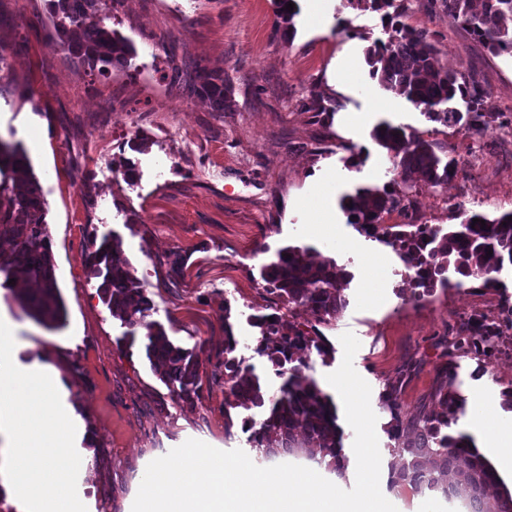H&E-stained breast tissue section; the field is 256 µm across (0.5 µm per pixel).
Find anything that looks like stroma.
<instances>
[{"label": "stroma", "instance_id": "stroma-1", "mask_svg": "<svg viewBox=\"0 0 512 512\" xmlns=\"http://www.w3.org/2000/svg\"><path fill=\"white\" fill-rule=\"evenodd\" d=\"M408 22L426 31L440 62L469 73L500 119L483 135L429 120L421 108L383 90L365 52L386 39L378 12L357 0H327L315 15L299 0L296 34L274 33L273 0H114L109 25L135 54L128 68L101 73L56 46L48 0H0V139L25 149L47 202L46 232L56 263L66 323L49 330L0 288V320L22 361L39 358L68 382L67 401L89 434L80 451L77 492L87 512H131L147 465L186 440L250 451L243 422L260 409H235L224 429V327L241 341L234 356L269 385L279 379L258 350L257 314L286 313L312 325L302 306L287 307L265 289L260 268L288 246L336 260L352 279L346 308L317 325L328 354L309 351L310 375L324 382L352 332L361 346L356 371L371 387L382 466L394 457L381 405L386 383L401 388L400 411L430 405L439 367L460 320L496 317L492 290L436 289L407 300L408 270L393 250L349 224L343 195L359 187L399 189L396 224H457L463 215L512 211V57L490 54L451 23L441 0H406ZM369 86L371 96L336 90V66ZM223 75L229 105L215 112L188 87V72ZM404 127L457 160L444 187H403L394 159L372 137L380 122ZM142 151L131 150V142ZM138 176L126 180V163ZM326 196L336 227L328 242L308 201ZM118 236L154 308L151 320L194 350L201 399L189 407L154 373L141 342L124 338L83 256L92 240ZM184 263L171 278L169 259ZM464 411L452 429L482 447L512 429L503 391L512 386V334L485 358L457 353ZM479 415L484 429L470 419Z\"/></svg>", "mask_w": 512, "mask_h": 512}]
</instances>
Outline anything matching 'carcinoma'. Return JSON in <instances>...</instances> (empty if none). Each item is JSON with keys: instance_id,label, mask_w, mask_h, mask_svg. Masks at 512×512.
I'll return each instance as SVG.
<instances>
[{"instance_id": "cac0c4a2", "label": "carcinoma", "mask_w": 512, "mask_h": 512, "mask_svg": "<svg viewBox=\"0 0 512 512\" xmlns=\"http://www.w3.org/2000/svg\"><path fill=\"white\" fill-rule=\"evenodd\" d=\"M51 13L58 17L55 27L58 43L80 63L91 69L127 65L133 52L128 42L105 23L108 0H49ZM295 0H274L275 32L293 39L296 12L286 6ZM375 11H385L388 39L375 41L366 50L371 78L381 87L407 102L423 107L432 121L466 128L479 135L496 121L487 102V93L470 75L439 66L440 49L428 34L406 23L407 5L395 0H357ZM448 19L467 29L493 55L512 57V0H443ZM193 87L216 112L227 106L228 89L224 77L205 72L197 75ZM380 146L393 154L401 182L438 188L448 183L457 162L439 155L435 146L388 122L372 131ZM11 173L8 196L0 197V235H8L13 250L0 256L3 286L10 289L22 310L47 329L65 324L66 309L57 286L56 265L44 232L46 201L25 151L17 144L0 141V172ZM401 203L395 190L384 186L361 187L342 198V209L349 223L367 236L392 248L405 267L414 270L410 298H425L436 287L457 288L475 285L498 289L497 274L512 266V213L488 217L472 214L448 228L413 225L411 230L380 227L385 214ZM478 218L480 222L473 223ZM122 242L104 236L100 245L85 253L83 262L90 274L100 280L98 289L112 313L127 328L125 338L145 341V356L153 371L176 397L193 407L200 399L199 364L192 351L174 344L163 327L149 319L153 304L121 258ZM458 275L451 281L448 270ZM261 279L267 291L290 305L306 307L319 323L328 322L347 306L344 294L351 275L331 258L315 261L307 249L286 247L274 262L262 266ZM503 318L490 323L486 317L463 321L457 336L448 343L450 360L439 370L440 382L433 393L436 411L420 413L415 424L405 422L400 412V387L386 385L382 408L389 413L387 432L398 442L392 452L401 464L390 466L389 483L408 486L413 491L450 499L462 496L475 512H512V494L506 490L487 495L497 484L491 466L476 451L472 440L454 434L451 425L463 412L464 400L458 393L456 351L490 357L504 331L512 330V295L501 294ZM260 329L261 351L284 378L278 389H270L253 370L241 366L232 356L237 339L232 326L224 322V432L233 426L230 409L261 408L265 418L250 436L257 454L268 459L288 454L312 460L319 466L345 473L342 432L336 424V406L316 380L306 374L307 361L297 354L315 349L327 353L325 340L275 316L252 317Z\"/></svg>"}]
</instances>
